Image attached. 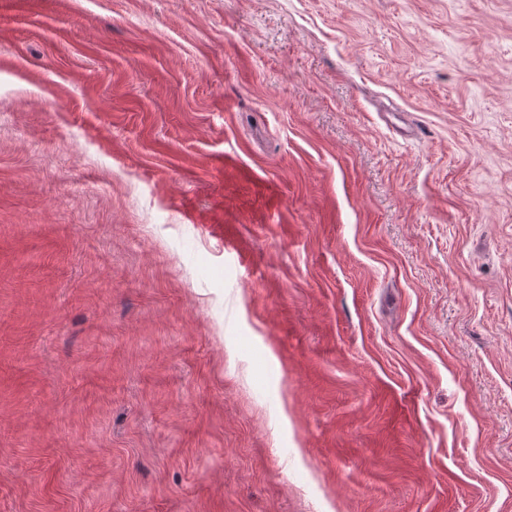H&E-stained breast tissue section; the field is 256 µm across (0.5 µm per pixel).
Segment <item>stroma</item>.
Returning a JSON list of instances; mask_svg holds the SVG:
<instances>
[{
  "instance_id": "35a3bbf8",
  "label": "stroma",
  "mask_w": 512,
  "mask_h": 512,
  "mask_svg": "<svg viewBox=\"0 0 512 512\" xmlns=\"http://www.w3.org/2000/svg\"><path fill=\"white\" fill-rule=\"evenodd\" d=\"M0 512H512V0L0 10Z\"/></svg>"
}]
</instances>
